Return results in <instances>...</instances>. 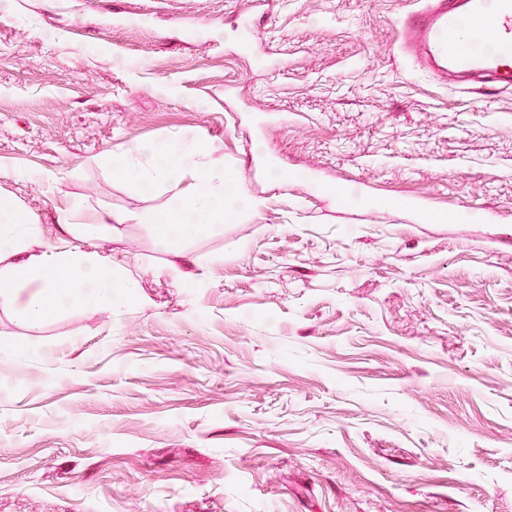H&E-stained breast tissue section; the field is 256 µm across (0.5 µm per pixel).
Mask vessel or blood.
Segmentation results:
<instances>
[{
  "instance_id": "b4317fda",
  "label": "vessel or blood",
  "mask_w": 512,
  "mask_h": 512,
  "mask_svg": "<svg viewBox=\"0 0 512 512\" xmlns=\"http://www.w3.org/2000/svg\"><path fill=\"white\" fill-rule=\"evenodd\" d=\"M398 34L400 51L440 76L512 88V0H425Z\"/></svg>"
}]
</instances>
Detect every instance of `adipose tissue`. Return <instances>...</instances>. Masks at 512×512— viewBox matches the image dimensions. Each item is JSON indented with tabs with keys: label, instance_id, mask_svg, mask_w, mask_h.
<instances>
[{
	"label": "adipose tissue",
	"instance_id": "1",
	"mask_svg": "<svg viewBox=\"0 0 512 512\" xmlns=\"http://www.w3.org/2000/svg\"><path fill=\"white\" fill-rule=\"evenodd\" d=\"M150 162L149 171L128 165L123 169L126 178L139 181L149 188L156 181L172 177L181 179L168 199L171 216L161 225L158 236L160 247H170L178 237L198 232L223 223L225 213L232 208L256 209L255 199L229 189L209 187V174L198 166V145L182 142L145 143L137 148ZM60 223L65 238L47 251L29 255L25 260L0 267V306H21L22 317L28 322H39L50 311L67 309L79 303H92L102 297H111L119 288L109 257L88 253L71 246L69 239L78 229L71 222L69 212H62ZM33 286L34 292L26 303H19L18 285Z\"/></svg>",
	"mask_w": 512,
	"mask_h": 512
}]
</instances>
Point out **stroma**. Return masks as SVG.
I'll return each mask as SVG.
<instances>
[{
  "mask_svg": "<svg viewBox=\"0 0 512 512\" xmlns=\"http://www.w3.org/2000/svg\"><path fill=\"white\" fill-rule=\"evenodd\" d=\"M8 2L0 198L125 215L73 244L130 296L0 307V512H512V89L403 57L419 0ZM150 141L258 209L159 247Z\"/></svg>",
  "mask_w": 512,
  "mask_h": 512,
  "instance_id": "obj_1",
  "label": "stroma"
}]
</instances>
